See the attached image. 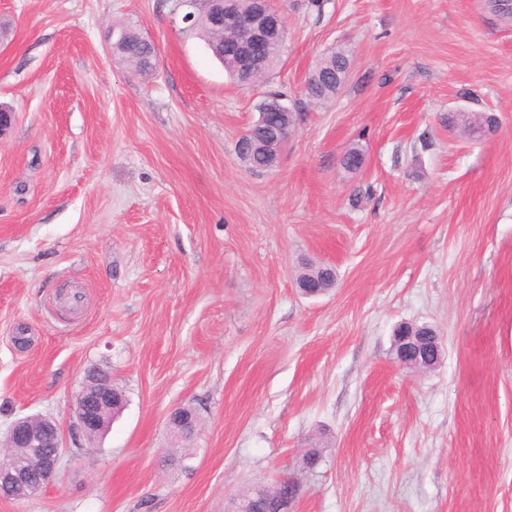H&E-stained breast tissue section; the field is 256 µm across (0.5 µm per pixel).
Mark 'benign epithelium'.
I'll return each instance as SVG.
<instances>
[{
    "label": "benign epithelium",
    "mask_w": 512,
    "mask_h": 512,
    "mask_svg": "<svg viewBox=\"0 0 512 512\" xmlns=\"http://www.w3.org/2000/svg\"><path fill=\"white\" fill-rule=\"evenodd\" d=\"M215 27L236 34L238 58L236 65L248 76L268 60L272 43L284 41L286 27L281 12L272 7L271 0H252L247 12L239 11L232 4H221L213 11ZM278 112L283 117L294 111L288 97L266 98L259 112ZM395 359L409 368L431 369L442 357L439 336H417L414 333L395 337ZM117 398L112 395V383L90 380L77 394L73 408L72 430L76 437L90 433L102 434L109 425L106 413L112 410ZM7 446L13 448H39V469L46 481H51L62 457L69 451L59 425L47 417L34 424L31 418H19L12 422L6 437ZM30 487L28 477L20 469H0V496L21 499Z\"/></svg>",
    "instance_id": "obj_1"
}]
</instances>
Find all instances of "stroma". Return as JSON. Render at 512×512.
I'll return each instance as SVG.
<instances>
[{"label": "stroma", "mask_w": 512, "mask_h": 512, "mask_svg": "<svg viewBox=\"0 0 512 512\" xmlns=\"http://www.w3.org/2000/svg\"><path fill=\"white\" fill-rule=\"evenodd\" d=\"M487 3L273 0L282 62L242 87L177 0H0V440L43 416L76 444L0 512H226L284 477L291 512H512V18ZM119 26L152 76L113 55ZM333 49L344 86L306 99ZM277 87L296 127L257 173L236 144ZM459 110L497 123L449 129ZM306 260L327 294L299 291ZM403 322L435 329L437 367L395 361ZM93 374L128 401L91 443ZM122 29L132 31L134 34L129 35L118 45L115 56L122 63L129 65L134 73L141 76L149 75L155 67L156 49L154 44L137 31L129 28H120L117 32ZM112 390L123 403V406L118 407L114 413L117 416L127 402L124 389L110 381L97 380L94 383L92 379L83 386L76 396L73 408L72 430L76 437L80 438L90 433L103 434L107 430L109 422L106 413L112 410V402H117Z\"/></svg>", "instance_id": "stroma-1"}]
</instances>
